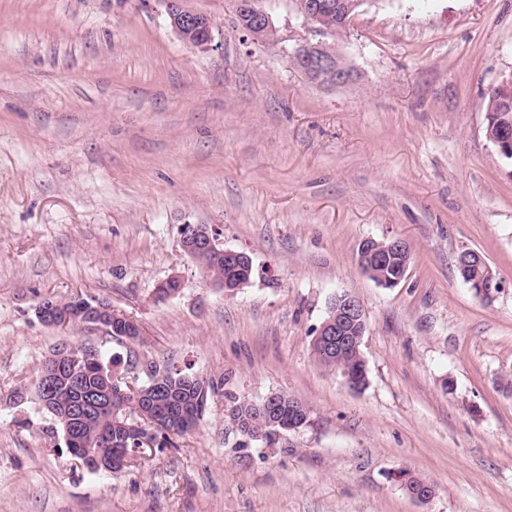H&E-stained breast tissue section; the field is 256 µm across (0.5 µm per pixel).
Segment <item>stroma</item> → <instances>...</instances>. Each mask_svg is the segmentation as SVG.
<instances>
[{"label": "stroma", "instance_id": "35a3bbf8", "mask_svg": "<svg viewBox=\"0 0 512 512\" xmlns=\"http://www.w3.org/2000/svg\"><path fill=\"white\" fill-rule=\"evenodd\" d=\"M187 5L213 50L181 42L161 0H0V512H512V162L486 135L512 0H362L333 38L346 85L291 64L309 38L295 0H260L276 33L259 42L234 0ZM186 224L246 252L250 282L214 287ZM368 238L408 244L396 287L359 269ZM465 249L501 281L493 302L460 278ZM346 291L367 317L360 391L311 350ZM76 293L139 338L38 320ZM64 340L140 384L210 378L198 427L88 470L35 395ZM274 392L309 424L244 443L227 394Z\"/></svg>", "mask_w": 512, "mask_h": 512}]
</instances>
